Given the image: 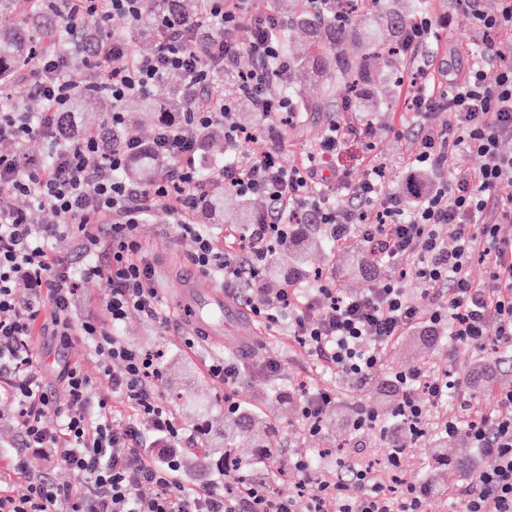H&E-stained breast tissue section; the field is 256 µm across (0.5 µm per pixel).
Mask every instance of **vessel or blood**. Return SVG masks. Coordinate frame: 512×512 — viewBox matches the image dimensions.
<instances>
[{"label":"vessel or blood","instance_id":"obj_1","mask_svg":"<svg viewBox=\"0 0 512 512\" xmlns=\"http://www.w3.org/2000/svg\"><path fill=\"white\" fill-rule=\"evenodd\" d=\"M178 281L176 304L185 328L207 343L227 346L239 356L249 357L257 330L245 309L224 289L202 282L193 271H185Z\"/></svg>","mask_w":512,"mask_h":512}]
</instances>
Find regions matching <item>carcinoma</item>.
<instances>
[{"mask_svg":"<svg viewBox=\"0 0 512 512\" xmlns=\"http://www.w3.org/2000/svg\"><path fill=\"white\" fill-rule=\"evenodd\" d=\"M356 5L364 17L363 25L358 27L353 26L350 14L336 15L333 0H324L319 11L314 10L309 0H280L277 12L287 16L290 24L305 34L304 40L298 42L287 27L275 30L291 62L288 84L300 91L313 78H322L326 82L320 103L312 104L303 97L294 104V111L327 112L334 102L339 104L341 112L374 108L373 97L361 81L371 78L372 63L384 45H401L403 29L409 20L397 15L380 0H357ZM204 9L202 0H139L136 28L152 32L163 22L174 19L189 32H197V21ZM0 11L17 18L14 27L0 30V85L6 86L28 61L33 35L37 34V26L30 25V20L36 17L39 8L35 0H0ZM350 39L362 45V53L356 57H348L342 52V46ZM166 82L168 96L165 100L133 98L128 101L133 109L146 114L154 129L164 122L181 120L185 111L182 79L177 74H170ZM107 105V100L95 95H85L73 101L63 120L64 128L72 125L75 116ZM222 143V129L217 126L210 128L200 137V156L219 162L220 156L213 153V149ZM169 164L167 157L147 143L129 163L125 176L135 182L147 183ZM201 206L224 224H245L253 215L247 200L222 190L203 199ZM293 237L298 243L295 252L288 255V261L284 263L276 259L269 261L264 268L265 275L282 277L287 283L295 280L305 265L306 251L321 243L320 237L299 228L293 232ZM268 432L269 423L258 410L243 407L224 415V432L219 435L220 444L224 447L220 467L242 487L251 483L249 462L239 463L231 455V449L246 442L254 448V458L270 460L273 453L266 447Z\"/></svg>","mask_w":512,"mask_h":512,"instance_id":"obj_1","label":"carcinoma"}]
</instances>
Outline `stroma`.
Returning <instances> with one entry per match:
<instances>
[{"mask_svg":"<svg viewBox=\"0 0 512 512\" xmlns=\"http://www.w3.org/2000/svg\"><path fill=\"white\" fill-rule=\"evenodd\" d=\"M396 6L409 17L429 13L435 20L434 50L440 51L443 64L451 72L460 74L470 65L472 52L483 46L486 37L473 24L469 13L458 7L455 0H396ZM416 70L411 60H403L397 68H388L385 58L373 63V73L378 80L374 88L381 97L384 108L376 115L373 150H366L357 141L343 145L336 157L346 171L360 175L369 163L376 162L385 168L390 188L401 192L405 189L410 173L407 159L410 139H399L390 131L391 125L413 121L404 110V82ZM332 115L328 112L306 113L299 127L287 126L280 121L265 122L269 152L283 163L299 160L302 148L314 144L323 134ZM142 251L154 271H167V279L156 282L160 319L144 315L132 316L121 328L120 334L130 345L160 353L162 376L158 393L163 402L173 406L179 420L178 448L184 450L182 479L187 486L220 484L224 477L216 467L201 466L191 451L207 447L208 442L200 433V425L217 429L224 418V399L232 397L238 404H255L274 424L268 438L276 460L294 456L311 462L309 473L295 470L273 483L275 493L292 498L304 477L319 480L334 479L341 463L364 464L370 460L387 461L388 449L393 441L389 431L394 416L379 411L377 427L355 433L344 426V419L354 417L363 407L377 408L382 383L394 380L402 371L413 367L447 371L455 380L458 397L450 400L448 408L457 414L477 410L481 401L475 400L473 372L484 365H492L491 373L482 382L485 396H493L503 388L512 387V358L495 348V325H488V341L481 345L450 342L446 333L436 332L430 349H421L419 331L402 337L390 350L387 358L373 369L365 379L340 373L321 372L314 357L289 336L286 328L260 327L256 338L255 353L241 360V373L230 385L213 378L208 373L211 363L224 360L225 353L216 348H206L201 340L191 339L177 321V311L170 295L171 279L180 270L190 268V257L195 244L191 236L182 232L172 215L164 208H155L139 228ZM364 244L353 236L340 246L326 244L320 256H310L308 270H329L335 275L338 288L344 292L360 294L371 288L375 278L395 275L390 266H379L375 277H361L349 273L348 259L363 251ZM35 351L39 367L48 378H55L63 362L79 364L95 386L104 381L93 357L91 347L81 339H73L68 348L45 345L36 341ZM276 359L278 369L268 372L267 359ZM315 386L332 391L336 405L325 417L321 432L305 431L300 418V400L304 387ZM444 431L433 428L401 454L398 471L416 485L434 483L437 475L448 478L449 489L473 480L477 471L488 466V458L471 447L455 449L453 454H440L437 445L446 440ZM19 431L9 416L8 406H0V469L14 460L16 453H23L26 464L33 473H45L56 481L82 490L83 483L63 465L53 461L44 451L31 448L19 450Z\"/></svg>","mask_w":512,"mask_h":512,"instance_id":"35a3bbf8","label":"stroma"}]
</instances>
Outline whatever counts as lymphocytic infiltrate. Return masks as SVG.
<instances>
[{
    "label": "lymphocytic infiltrate",
    "instance_id": "f902f5d3",
    "mask_svg": "<svg viewBox=\"0 0 512 512\" xmlns=\"http://www.w3.org/2000/svg\"><path fill=\"white\" fill-rule=\"evenodd\" d=\"M63 19L54 47L38 46L24 74L33 87L30 97L0 108V371L12 381L4 397L23 447L47 448L84 481L82 493L16 462L0 473V512H296L295 500L276 496L266 483L242 493L220 496L213 487L186 489L178 477L176 455L152 459L141 444V424L176 438L179 426L157 393L160 367L156 357L118 336L132 315L156 312L153 270L138 240V230L156 207L176 218L195 243L192 264L242 290L245 309L271 327L288 330L308 352L339 373L364 376L379 365L392 344L419 327H444L451 340L484 343L488 324H495L497 345L512 348V240L502 236L512 224V154L501 152L512 139V67L497 63L504 47L491 44L464 74L418 68L404 98L406 111L419 126L410 165L430 176V184L413 203L391 191L385 170L375 164L354 177L326 170V157L348 139L371 141V113L348 122L331 121L319 141L300 160L283 165L258 150L259 133L235 119L232 100L204 103L199 92L214 74H234L239 91L261 117L292 115L291 101L279 88L288 79V60L278 40L262 26L256 0H209L200 25L212 37L204 51L190 47L184 28L169 25L155 32L156 48L137 54L130 39L106 25L95 34L83 31V20L136 18V0H40ZM475 26L487 34L512 33V0H463ZM248 26V43L237 32ZM80 69L81 81L70 74ZM180 74L186 95L182 121L153 131L155 150L171 161L157 180L142 185L127 180L124 170L136 140L118 144L92 128L67 135L62 112L69 100L88 90L112 102L110 122L122 125V107L145 97L168 74ZM437 110L447 112L445 126L430 124ZM213 126L224 131V162L200 178L197 168L200 134ZM48 141L47 156L24 152L27 141ZM474 158L472 168H454L458 154ZM217 190L259 197L265 209L251 223L224 229L225 245L192 224L199 199ZM30 201L15 206L16 197ZM323 225L327 235L343 243L358 235L376 263L400 269L397 277L378 279L366 293L349 295L333 279L317 275L310 287L268 291L257 285L261 267L295 224ZM71 236L85 253L84 275L104 282L101 315L74 320L78 283L50 242L49 225ZM453 242H445L444 228ZM492 266L489 282L470 275L473 259ZM412 271L422 286L413 299L402 274ZM32 293L20 297L18 281ZM50 336L61 345L72 336L91 346L107 381L93 387L78 365H65L61 380L66 402L37 368L33 338ZM402 387L396 411L402 444L389 455L397 466L404 442L427 433L432 409L442 406L455 388L447 373L430 374L413 367L396 376ZM131 410L129 421L116 419L113 400ZM466 424L471 443L493 458L476 480L460 487L463 512H512V389L499 390L492 401L466 418L444 415L438 426L453 433ZM26 485L13 492L14 481ZM154 488L139 496V486ZM305 512H429L426 491L404 483L401 492L381 483L366 466L349 467L346 477L305 481Z\"/></svg>",
    "mask_w": 512,
    "mask_h": 512
}]
</instances>
